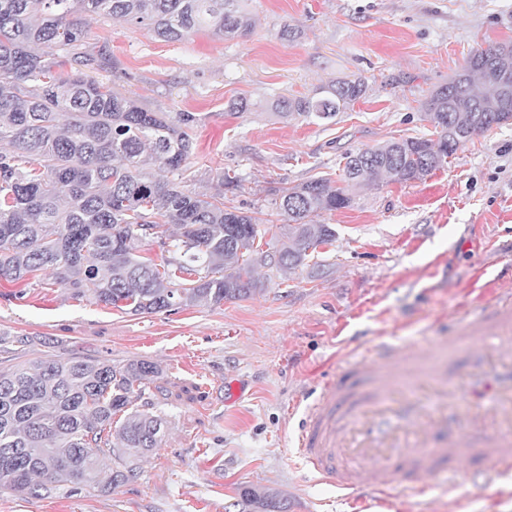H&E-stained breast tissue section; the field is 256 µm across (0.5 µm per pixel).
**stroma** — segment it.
<instances>
[{"instance_id":"stroma-1","label":"stroma","mask_w":512,"mask_h":512,"mask_svg":"<svg viewBox=\"0 0 512 512\" xmlns=\"http://www.w3.org/2000/svg\"><path fill=\"white\" fill-rule=\"evenodd\" d=\"M245 38L207 31L166 42L144 27L95 16L79 47L104 63L98 77L144 107L191 112L189 187L212 192L220 171L240 186L225 207L255 212L254 247L279 249L287 224L276 192L315 178L340 185L346 153L431 135L422 103L470 52L512 43V0H244ZM294 28L293 41L280 37ZM365 97L334 121L276 118L259 102L310 97L339 79ZM255 104L230 111L233 100ZM335 239L304 267H258L252 297L218 306L132 315L54 284L0 280V369L39 358L115 366L145 360L138 411L165 420L159 448L112 491L0 493V512H228L242 488L269 492L288 512H411L348 503L296 456L304 400L358 328L421 345L462 317L449 288L512 262V123L474 136L424 180L364 186L351 207L325 212ZM241 388L234 402L224 383Z\"/></svg>"}]
</instances>
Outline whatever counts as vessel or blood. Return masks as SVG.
I'll return each mask as SVG.
<instances>
[{"label":"vessel or blood","instance_id":"b4317fda","mask_svg":"<svg viewBox=\"0 0 512 512\" xmlns=\"http://www.w3.org/2000/svg\"><path fill=\"white\" fill-rule=\"evenodd\" d=\"M434 347L449 359L446 375L395 337L356 339L305 409L296 445L308 469L345 498L381 506L405 497L425 505L427 476L444 474L449 506L464 512L460 468L472 464L497 500H512V300L480 288L460 328ZM485 388L489 408L473 398Z\"/></svg>","mask_w":512,"mask_h":512}]
</instances>
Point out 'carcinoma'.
<instances>
[{
    "instance_id": "1",
    "label": "carcinoma",
    "mask_w": 512,
    "mask_h": 512,
    "mask_svg": "<svg viewBox=\"0 0 512 512\" xmlns=\"http://www.w3.org/2000/svg\"><path fill=\"white\" fill-rule=\"evenodd\" d=\"M242 0H0V278L51 270L55 283L97 304L134 315L201 302L221 305L259 288L253 249L258 218L224 207V193L187 188L183 165L193 149L191 112L152 111L88 73L75 58L56 72L59 50L78 46L82 16L144 26L177 42L200 30L245 37L252 19ZM366 93L340 80L312 98L272 104L280 119L332 120ZM437 138L409 137L348 153L344 187L324 178L281 191L289 236L276 252L281 270L306 265L336 233L315 217L352 205V190L382 180H423L473 135L512 116V44L476 50L424 103ZM158 239L169 257L138 254ZM158 373L150 362L125 366L91 358L45 359L0 370V489L49 496L98 484L101 454L126 457L115 489L137 474V457L158 447L160 417L129 406L137 386ZM128 413L110 446L112 417ZM236 505L284 512L272 494L240 491Z\"/></svg>"
}]
</instances>
